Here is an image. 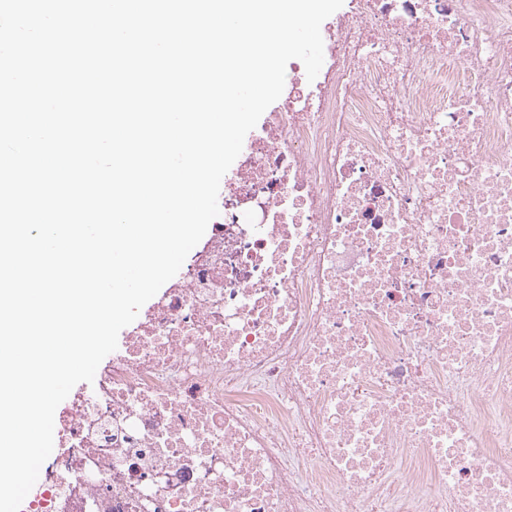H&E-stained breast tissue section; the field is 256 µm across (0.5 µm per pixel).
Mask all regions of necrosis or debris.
<instances>
[{"instance_id":"1","label":"necrosis or debris","mask_w":512,"mask_h":512,"mask_svg":"<svg viewBox=\"0 0 512 512\" xmlns=\"http://www.w3.org/2000/svg\"><path fill=\"white\" fill-rule=\"evenodd\" d=\"M26 512H512V0H346Z\"/></svg>"}]
</instances>
